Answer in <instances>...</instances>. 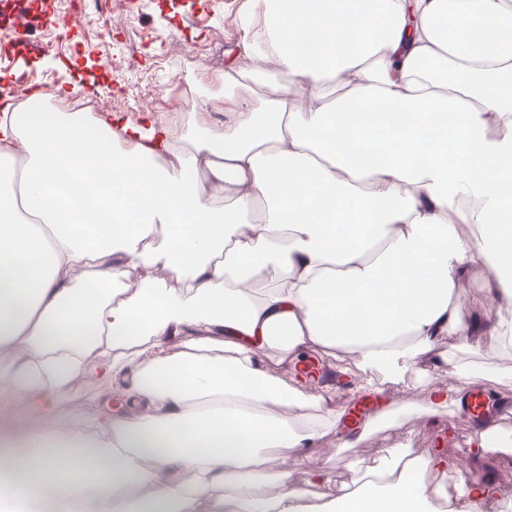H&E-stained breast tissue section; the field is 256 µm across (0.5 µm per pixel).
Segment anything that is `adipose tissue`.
I'll list each match as a JSON object with an SVG mask.
<instances>
[{"instance_id": "ef3b65f1", "label": "adipose tissue", "mask_w": 512, "mask_h": 512, "mask_svg": "<svg viewBox=\"0 0 512 512\" xmlns=\"http://www.w3.org/2000/svg\"><path fill=\"white\" fill-rule=\"evenodd\" d=\"M259 29L251 57L287 83L259 98L225 72L256 102L223 125L177 139L42 93L0 117V407L38 421L0 448V487L36 512H437L426 474L445 459L397 448L309 504L289 450L360 436L327 408L330 384L307 393L259 356L341 348L397 378L446 365L445 336L512 350V0H262ZM478 266L492 286L475 327L458 283ZM95 353L126 410L96 405L58 441L56 410ZM453 372L428 415L466 408L485 374Z\"/></svg>"}]
</instances>
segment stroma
Masks as SVG:
<instances>
[{
  "label": "stroma",
  "instance_id": "1",
  "mask_svg": "<svg viewBox=\"0 0 512 512\" xmlns=\"http://www.w3.org/2000/svg\"><path fill=\"white\" fill-rule=\"evenodd\" d=\"M86 2L95 23L74 27L67 41L48 51L44 45L49 34L40 20L47 13L67 14L69 0H34L30 23L18 40L0 39V86L22 82L52 94L78 82L85 86L78 100L97 103L100 117L117 115L139 124L149 115L166 123L182 110L181 87L186 83L193 85L196 99L210 104L213 117H221L224 71L254 64L242 49V26L244 18L260 13L259 0H128L126 23L117 30L112 27L115 0ZM468 344V337L448 336L439 348L451 363L489 370L480 389L512 405V352L485 349L475 354ZM308 355L327 369L345 363L351 374L371 378L380 390L375 407L397 409L401 415L393 426L371 433L355 447L337 448L328 437L316 447L294 451L288 471L295 486L313 487L317 501L329 500L341 482L361 476L386 449L401 445L412 457H446L448 468L433 470L432 484L452 487L451 466L463 465L488 491L484 512H512V450L474 447L473 418L467 411L451 406L434 417L421 412L429 389L458 385L455 374L420 361L391 381L361 368L341 350L312 349ZM105 387L90 370L74 378L68 399L58 408L59 437L91 417L92 401ZM317 471L323 480L314 486L310 480Z\"/></svg>",
  "mask_w": 512,
  "mask_h": 512
}]
</instances>
